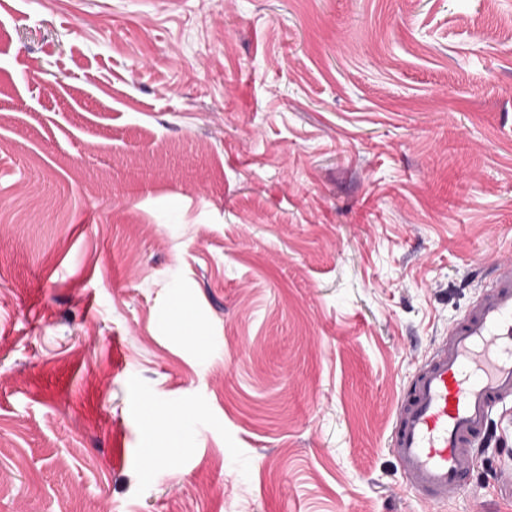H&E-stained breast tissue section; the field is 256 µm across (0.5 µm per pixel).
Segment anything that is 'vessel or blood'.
I'll list each match as a JSON object with an SVG mask.
<instances>
[{"label":"vessel or blood","instance_id":"obj_1","mask_svg":"<svg viewBox=\"0 0 512 512\" xmlns=\"http://www.w3.org/2000/svg\"><path fill=\"white\" fill-rule=\"evenodd\" d=\"M512 406V260L441 336L402 390L390 445L409 492L442 507L471 483L492 415Z\"/></svg>","mask_w":512,"mask_h":512}]
</instances>
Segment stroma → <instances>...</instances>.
Wrapping results in <instances>:
<instances>
[{
    "label": "stroma",
    "mask_w": 512,
    "mask_h": 512,
    "mask_svg": "<svg viewBox=\"0 0 512 512\" xmlns=\"http://www.w3.org/2000/svg\"><path fill=\"white\" fill-rule=\"evenodd\" d=\"M508 257L512 0H0V512H432L397 399Z\"/></svg>",
    "instance_id": "stroma-1"
}]
</instances>
